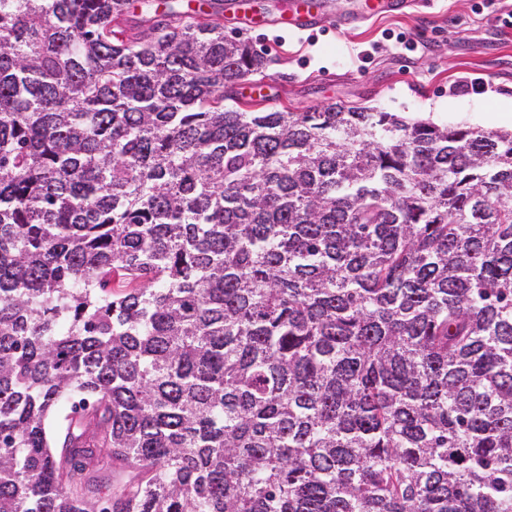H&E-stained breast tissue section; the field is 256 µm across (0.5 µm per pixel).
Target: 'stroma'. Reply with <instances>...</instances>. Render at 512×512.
<instances>
[{"label": "stroma", "instance_id": "1", "mask_svg": "<svg viewBox=\"0 0 512 512\" xmlns=\"http://www.w3.org/2000/svg\"><path fill=\"white\" fill-rule=\"evenodd\" d=\"M283 0H250L266 24L248 26L243 12L224 9V32L249 41L267 59L263 74L239 86L270 105L302 112L339 103L373 106L439 124L512 129V28L495 16L473 22L475 0H435L424 12L405 9L353 21L359 0H319L314 34L281 24ZM404 33L407 48L387 41ZM484 81L482 93L459 89L462 77Z\"/></svg>", "mask_w": 512, "mask_h": 512}]
</instances>
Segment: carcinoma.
Returning a JSON list of instances; mask_svg holds the SVG:
<instances>
[{
    "label": "carcinoma",
    "instance_id": "obj_1",
    "mask_svg": "<svg viewBox=\"0 0 512 512\" xmlns=\"http://www.w3.org/2000/svg\"><path fill=\"white\" fill-rule=\"evenodd\" d=\"M266 64L224 0H0V512H512V129Z\"/></svg>",
    "mask_w": 512,
    "mask_h": 512
}]
</instances>
